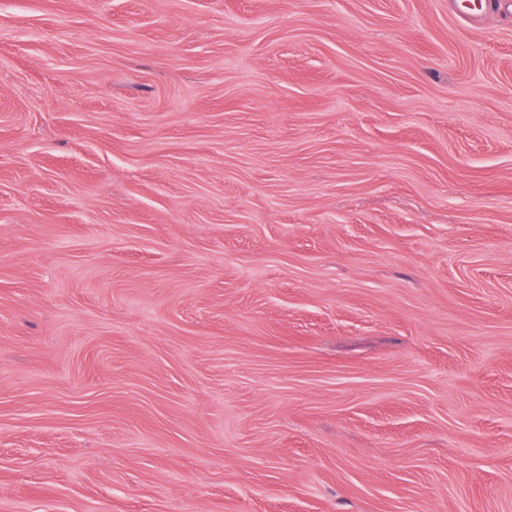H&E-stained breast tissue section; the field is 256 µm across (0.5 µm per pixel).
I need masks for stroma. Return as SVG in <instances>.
Segmentation results:
<instances>
[{
    "label": "stroma",
    "instance_id": "stroma-1",
    "mask_svg": "<svg viewBox=\"0 0 512 512\" xmlns=\"http://www.w3.org/2000/svg\"><path fill=\"white\" fill-rule=\"evenodd\" d=\"M0 512H512V13L0 0Z\"/></svg>",
    "mask_w": 512,
    "mask_h": 512
}]
</instances>
